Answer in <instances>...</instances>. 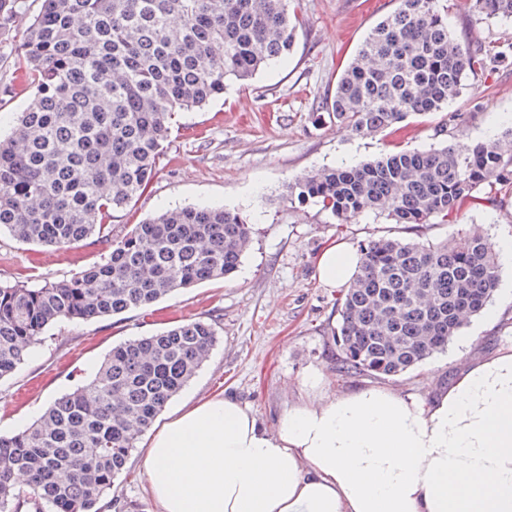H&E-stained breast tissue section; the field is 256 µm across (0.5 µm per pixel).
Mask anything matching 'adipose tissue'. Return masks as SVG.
<instances>
[{
    "label": "adipose tissue",
    "mask_w": 512,
    "mask_h": 512,
    "mask_svg": "<svg viewBox=\"0 0 512 512\" xmlns=\"http://www.w3.org/2000/svg\"><path fill=\"white\" fill-rule=\"evenodd\" d=\"M358 266L334 245L318 278L340 287ZM144 466L159 512H512V348L426 407L381 387L320 392L275 435L215 396L169 414Z\"/></svg>",
    "instance_id": "adipose-tissue-1"
}]
</instances>
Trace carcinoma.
<instances>
[{
	"label": "carcinoma",
	"instance_id": "cac0c4a2",
	"mask_svg": "<svg viewBox=\"0 0 512 512\" xmlns=\"http://www.w3.org/2000/svg\"><path fill=\"white\" fill-rule=\"evenodd\" d=\"M291 0H42L26 27L18 0H0V29L19 30L14 72L34 89L0 136V230L58 249L92 236L108 245L69 279L0 284V381L12 377L56 323L147 310L160 299L237 271L254 234L223 206L167 209L112 237V218L147 189L179 112L224 94L293 49ZM479 17L512 19V0H471ZM499 55L471 50L439 0H397L365 37L326 109L359 135L459 97L469 74ZM512 153L497 138L469 146L391 150L324 167L288 184L339 224L384 215L416 233L455 222L496 194L478 190ZM336 298L339 376L392 377L444 351L465 313L498 286L492 245L477 234L424 243L382 237ZM217 343L214 324L185 319L112 348L94 377L55 399L25 429L0 434V512H99L138 438L195 376Z\"/></svg>",
	"mask_w": 512,
	"mask_h": 512
}]
</instances>
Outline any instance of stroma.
Instances as JSON below:
<instances>
[{
    "instance_id": "35a3bbf8",
    "label": "stroma",
    "mask_w": 512,
    "mask_h": 512,
    "mask_svg": "<svg viewBox=\"0 0 512 512\" xmlns=\"http://www.w3.org/2000/svg\"><path fill=\"white\" fill-rule=\"evenodd\" d=\"M448 25L473 48L498 46L505 62L466 81L463 94L440 111L409 117L403 146H439V125L449 142L469 144L500 136L512 125V20L476 18L466 0H446ZM396 7L395 0H297L302 19L287 59L270 63L246 81H227L206 106L180 113L163 144L156 173L136 203L112 222L123 235L164 209L223 205L255 226L241 266L227 280L201 283L161 300L154 312H129L88 323L62 322L46 333L38 351L11 378L0 382V434L15 433L54 399L90 379L116 344L145 336L186 318L214 322L217 344L210 359L166 405L174 412L216 395L234 397L253 412L258 426L278 434L306 381L321 374L331 394L371 386L393 389L413 405L430 404L469 362L512 347V268L479 315L468 318L445 352L396 377H339L333 332L338 289L316 277L322 252L397 235L392 220L371 213L337 223L310 203L289 200L287 185L316 169L356 164L390 149L387 133L362 136L336 123L325 102L343 68L370 30ZM491 243L512 238V194L495 205L463 212L457 223L426 224L422 240L439 242L458 230ZM90 238L67 251L25 244L0 234V281L39 286L71 278L99 260ZM144 450L135 448L128 468L114 479L112 495L128 512H156L147 492Z\"/></svg>"
}]
</instances>
